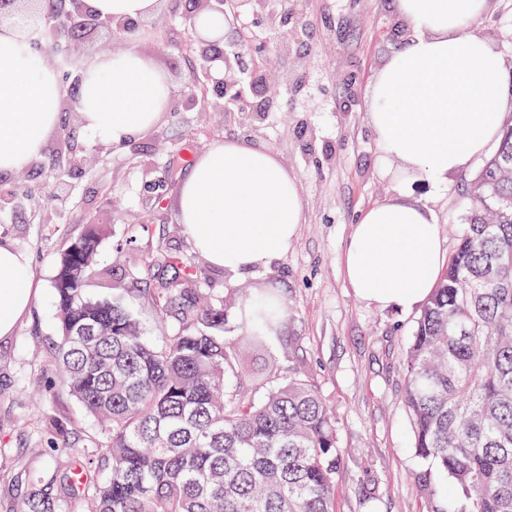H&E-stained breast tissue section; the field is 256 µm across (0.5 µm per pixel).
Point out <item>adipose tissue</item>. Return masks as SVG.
<instances>
[{"label":"adipose tissue","mask_w":512,"mask_h":512,"mask_svg":"<svg viewBox=\"0 0 512 512\" xmlns=\"http://www.w3.org/2000/svg\"><path fill=\"white\" fill-rule=\"evenodd\" d=\"M159 0H84L91 13L142 20ZM492 0H392L411 38L391 52L367 90V116L385 165L446 185L497 139L512 98L504 61L476 23ZM67 92L16 28L0 23V174L25 168L60 125ZM173 89L148 56L118 47L83 74L77 110L112 145L140 137L168 112ZM192 246L216 268L249 272L285 254L303 218L296 179L271 151L225 141L195 157L176 192ZM443 263L438 226L398 196L364 211L344 247L355 295L380 309L422 306ZM37 294L25 256L0 243V340Z\"/></svg>","instance_id":"obj_1"}]
</instances>
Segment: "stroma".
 I'll list each match as a JSON object with an SVG mask.
<instances>
[{
    "instance_id": "35a3bbf8",
    "label": "stroma",
    "mask_w": 512,
    "mask_h": 512,
    "mask_svg": "<svg viewBox=\"0 0 512 512\" xmlns=\"http://www.w3.org/2000/svg\"><path fill=\"white\" fill-rule=\"evenodd\" d=\"M391 0H307L311 34H299L291 55L275 50L263 25L253 31L266 46V83L280 93L276 111L249 122L239 113L166 112L133 145L119 146L87 131L79 113L63 124L82 148V171L55 185L49 169L23 168L8 183L27 185L34 198L55 192L49 223L32 212L0 213V242L24 253L39 292L13 336L0 341V512H14L27 492L13 464L30 461L52 470L77 467L80 450L100 429L63 386L53 362L58 318L53 301L56 260L91 221L109 225L86 283L88 295L112 298L132 254H146L158 237L193 258L198 285L221 296L239 289H278L286 315L267 353L250 357V371L276 365L277 377L304 375L336 417L341 462L335 512H444L449 482L435 475L430 487L418 476L424 463L411 448V417L404 401L405 363L417 312L381 310L356 298L341 269V255L358 218L370 206L405 195L427 208L440 228L445 253L464 229L463 184L447 189L407 178L385 167L366 117V91L385 58L409 36L390 9ZM189 0H163L144 19L134 47L169 75L174 91L190 79L181 15ZM481 32L502 55L512 86V0H493ZM310 60L299 67L300 55ZM306 81L311 95L291 87ZM237 140L273 151L296 178L304 220L288 252L265 267L231 276L195 254L180 222L175 195L193 155ZM168 180L162 209L150 210L153 184ZM136 237L135 251L125 248Z\"/></svg>"
}]
</instances>
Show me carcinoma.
<instances>
[{"mask_svg":"<svg viewBox=\"0 0 512 512\" xmlns=\"http://www.w3.org/2000/svg\"><path fill=\"white\" fill-rule=\"evenodd\" d=\"M466 195L465 229L416 322L404 400L415 453L452 486L444 512H512V126ZM106 231L88 224L70 240L53 281L55 363L100 434L83 449L84 482L30 470L19 512H48L60 490L87 512H334L340 450L318 390L294 376L257 400L263 380L239 362L268 349L276 289L203 306L194 262L161 244L113 285L147 292L163 327L153 341L119 300L86 292Z\"/></svg>","mask_w":512,"mask_h":512,"instance_id":"carcinoma-1","label":"carcinoma"}]
</instances>
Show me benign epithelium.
<instances>
[{
    "label": "benign epithelium",
    "instance_id": "obj_1",
    "mask_svg": "<svg viewBox=\"0 0 512 512\" xmlns=\"http://www.w3.org/2000/svg\"><path fill=\"white\" fill-rule=\"evenodd\" d=\"M205 16H217L224 26L240 32L242 21L257 19L275 30L279 36L278 49L290 51L293 39L288 34L305 26L303 2L297 0L292 10L277 9L272 0H192V7L184 14L182 24L187 31L184 49L197 63L201 76L193 77L187 84L185 107H201L205 112H240L255 117L272 112L278 104V95L266 86L263 63L254 61L250 73L241 67L242 51L251 50V42H240L228 51L222 47L224 36L205 37L200 32ZM8 22L23 30H41L49 25L61 39L52 47L55 59L73 57L74 42L67 34L78 29L82 32L105 29L114 40L127 33L136 32L138 22L102 18L87 12L83 0H59V6L50 7L49 0H12L10 11L0 15V23ZM258 97L260 101L253 103ZM54 168L66 173L81 166L82 157L73 134L66 133L59 139L51 156ZM30 201L28 191L16 188L0 192V212H23Z\"/></svg>",
    "mask_w": 512,
    "mask_h": 512
}]
</instances>
